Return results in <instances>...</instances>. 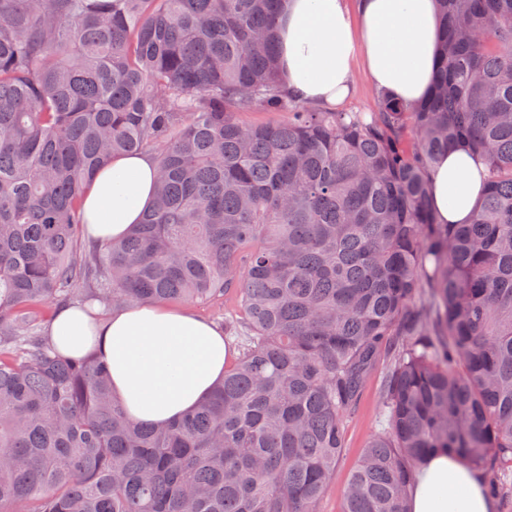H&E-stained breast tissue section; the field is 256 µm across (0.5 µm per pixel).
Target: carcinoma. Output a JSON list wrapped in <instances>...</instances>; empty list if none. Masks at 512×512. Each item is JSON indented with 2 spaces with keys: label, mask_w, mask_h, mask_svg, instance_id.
I'll use <instances>...</instances> for the list:
<instances>
[{
  "label": "carcinoma",
  "mask_w": 512,
  "mask_h": 512,
  "mask_svg": "<svg viewBox=\"0 0 512 512\" xmlns=\"http://www.w3.org/2000/svg\"><path fill=\"white\" fill-rule=\"evenodd\" d=\"M437 2L431 92L336 112L280 87L281 0H0V512H321L384 359L343 512H408L431 452L512 462V0ZM458 147L487 185L440 224ZM136 153L154 206L83 247L92 177ZM82 297L230 301L244 334L205 401L144 425L101 352L40 329ZM486 492L512 501V472ZM484 165L465 149L441 156L431 175L430 202L440 224H466L480 199ZM380 370L381 367L372 374L356 413L347 422L343 453L336 467L334 491L324 498L321 505L322 512L342 511L341 487L344 486L350 470L361 456L368 441L384 427V418L381 413Z\"/></svg>",
  "instance_id": "carcinoma-1"
}]
</instances>
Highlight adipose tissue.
Returning <instances> with one entry per match:
<instances>
[{
    "label": "adipose tissue",
    "mask_w": 512,
    "mask_h": 512,
    "mask_svg": "<svg viewBox=\"0 0 512 512\" xmlns=\"http://www.w3.org/2000/svg\"><path fill=\"white\" fill-rule=\"evenodd\" d=\"M435 0H283L278 68L283 91L315 108L341 103L362 68L378 90L413 103L427 92L440 51ZM157 166L149 154L119 155L95 177L84 201L85 237L124 238L154 202ZM484 165L468 151L441 156L430 202L442 224H464L480 199ZM53 344L81 356L99 349L112 392L137 422L170 423L196 407L224 375L223 333L184 309L135 304L92 318L86 308L58 311ZM410 512H493L484 481L456 455L439 453L421 468Z\"/></svg>",
    "instance_id": "1"
}]
</instances>
